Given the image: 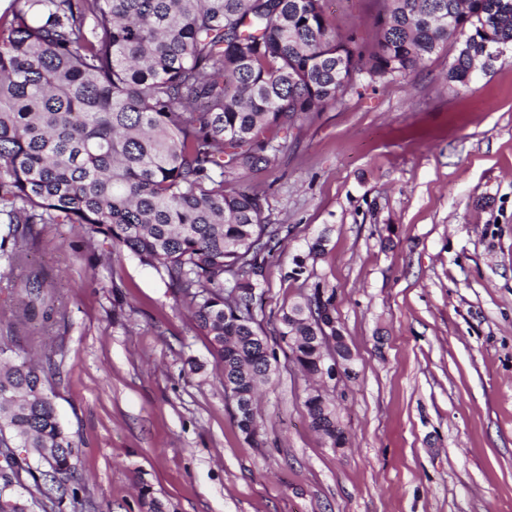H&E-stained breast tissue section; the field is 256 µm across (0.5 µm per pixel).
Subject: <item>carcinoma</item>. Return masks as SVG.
<instances>
[{"label":"carcinoma","instance_id":"1","mask_svg":"<svg viewBox=\"0 0 512 512\" xmlns=\"http://www.w3.org/2000/svg\"><path fill=\"white\" fill-rule=\"evenodd\" d=\"M323 0H23L0 13V260L24 263L5 242L34 224H77L156 270L210 337L221 383L234 386L237 426L257 441L250 414L276 375L277 352L255 319L268 256L283 226L265 223L266 196L228 184L267 164L296 127L336 102L353 74H405L461 37L448 81L468 84L485 46H512V0H384L369 46L342 36ZM24 316L52 295L24 281ZM282 310L279 340L313 375L336 320L334 294L316 284ZM0 347L4 431L48 470L30 472L76 498L80 448L63 427L50 377ZM311 427L333 448L347 441L336 405L315 390ZM0 512H27L13 489L20 463L0 454Z\"/></svg>","mask_w":512,"mask_h":512}]
</instances>
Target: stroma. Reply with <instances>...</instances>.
<instances>
[{
  "label": "stroma",
  "mask_w": 512,
  "mask_h": 512,
  "mask_svg": "<svg viewBox=\"0 0 512 512\" xmlns=\"http://www.w3.org/2000/svg\"><path fill=\"white\" fill-rule=\"evenodd\" d=\"M381 0H324L340 34L370 43ZM457 46L353 88L288 132L237 183L267 196L288 237L257 321L313 283L335 294L354 378L326 381L347 433L309 426L306 378L280 359L247 444L207 336L158 273L76 224L18 237L25 267L0 291V346L34 354L80 452L78 499L19 482L28 512H512V51L469 85L445 81ZM323 242L309 279L296 255ZM41 273L52 321L24 318ZM149 497V498H150Z\"/></svg>",
  "instance_id": "obj_1"
}]
</instances>
